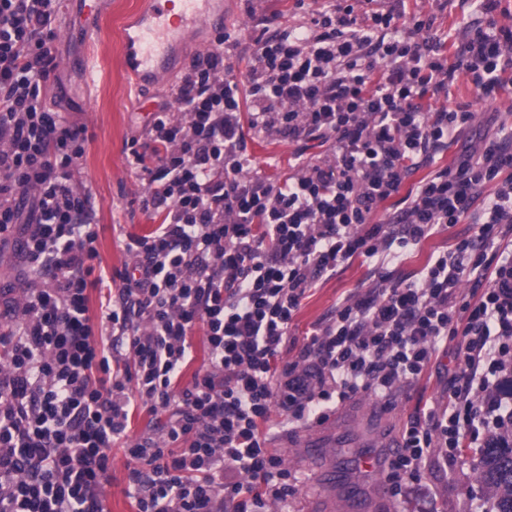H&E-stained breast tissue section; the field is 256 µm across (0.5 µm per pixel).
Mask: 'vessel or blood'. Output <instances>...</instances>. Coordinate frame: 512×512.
<instances>
[{
  "label": "vessel or blood",
  "instance_id": "vessel-or-blood-1",
  "mask_svg": "<svg viewBox=\"0 0 512 512\" xmlns=\"http://www.w3.org/2000/svg\"><path fill=\"white\" fill-rule=\"evenodd\" d=\"M226 21L223 0H149L133 21L132 31L125 35L126 67L138 82L158 80L176 68L186 31L206 26L220 32ZM356 445L364 450L357 468L380 474L379 457L370 450L371 436L362 434Z\"/></svg>",
  "mask_w": 512,
  "mask_h": 512
}]
</instances>
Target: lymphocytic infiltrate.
<instances>
[{
	"label": "lymphocytic infiltrate",
	"instance_id": "1",
	"mask_svg": "<svg viewBox=\"0 0 512 512\" xmlns=\"http://www.w3.org/2000/svg\"><path fill=\"white\" fill-rule=\"evenodd\" d=\"M323 0L292 27L263 22L244 79L226 71L232 33L195 57L144 135L126 143L156 230L128 236L101 324L90 325L94 203L73 177L86 124L50 109L56 0H0V235L27 267L0 317V512H104L110 453L136 466L138 512H257L295 495L270 452L275 426L326 418L345 401L387 397L447 374L386 461L403 502L431 465L464 448L512 444V127L462 147L456 162L402 193L449 138L472 125L448 104L512 87V24L500 0H473L454 54L434 20L357 12ZM296 144L278 185L251 174L246 131ZM328 144L326 160L306 145ZM396 211L377 219L379 207ZM470 223L412 275L353 292L284 360L290 328L322 277L362 256L399 263L436 232ZM467 292H460L462 283ZM203 328L208 362L182 386ZM159 430L129 438L133 414Z\"/></svg>",
	"mask_w": 512,
	"mask_h": 512
}]
</instances>
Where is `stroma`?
Segmentation results:
<instances>
[{
    "label": "stroma",
    "instance_id": "1",
    "mask_svg": "<svg viewBox=\"0 0 512 512\" xmlns=\"http://www.w3.org/2000/svg\"><path fill=\"white\" fill-rule=\"evenodd\" d=\"M142 0H107L97 19L99 35L94 43H86L80 30L86 20L77 0H66L61 8L58 27L57 69L45 96L49 103L63 112L66 119L87 124L92 136L80 161L76 177L92 194L96 206L97 267L106 275L132 264L133 258L124 249L127 235H145L153 231L156 221L141 212L138 198L147 190L144 180L132 172L126 151L131 136L142 135L157 104L168 99L177 83L176 77L140 85L128 76L123 65V41L127 24L141 6ZM377 9L405 11L434 17L435 26L451 37H458L463 20L474 19L468 0H376ZM303 10V9H302ZM295 0H231L228 31L236 32L240 45L229 63L237 79L246 74L245 57L252 49L256 25L264 17L274 15L282 25H294L302 17ZM451 101L470 103L476 114L471 128L463 130L448 148L438 154L431 166L421 168L407 179L406 188L415 187L432 172L454 162L462 141L477 138L486 129L496 128L502 121H512V90L500 93L493 100L478 99L471 84L459 82L451 89ZM247 149L252 171L261 177L282 181L293 175L290 161L294 144L280 138L247 133ZM387 266L376 261L355 258L336 275L320 278L296 314L291 332L304 337L317 324L336 312L338 303L352 291H367L381 285ZM445 385L431 379L426 387L407 386L396 393L384 408V420L375 431L374 445L384 450L414 414L418 404L439 397ZM306 428L290 431L273 430L271 445L276 448L285 468L297 473L304 485L287 507L272 505L270 512H350L348 498H363V512H395L396 504L384 476H367L349 469L345 482L336 487L325 486L322 471L331 459H352L359 456L356 448H327L321 457L310 460L304 455ZM133 462L123 449L112 451V481L103 489L105 512H137L134 498L127 492L128 472ZM438 489L447 512H481L487 495L477 480L472 465L460 460L447 479L425 473L407 508L409 512H430V491Z\"/></svg>",
    "mask_w": 512,
    "mask_h": 512
}]
</instances>
